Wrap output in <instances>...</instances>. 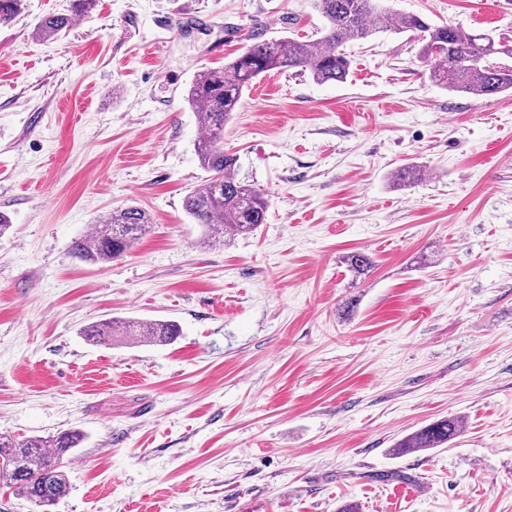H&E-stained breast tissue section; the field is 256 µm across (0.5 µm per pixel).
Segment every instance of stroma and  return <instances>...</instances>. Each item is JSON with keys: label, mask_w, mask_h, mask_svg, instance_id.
<instances>
[{"label": "stroma", "mask_w": 512, "mask_h": 512, "mask_svg": "<svg viewBox=\"0 0 512 512\" xmlns=\"http://www.w3.org/2000/svg\"><path fill=\"white\" fill-rule=\"evenodd\" d=\"M24 0L0 26V433L85 440L47 512H512V94L429 82L406 36L348 44L344 82L270 73L224 129L266 224L220 246L184 95L247 37H314L309 0ZM512 44V0H389ZM420 166L405 189L393 170ZM132 204L104 266L73 241ZM373 269L351 272L350 253ZM114 318L167 345L94 346ZM457 417L447 446L396 442ZM95 0H73V6L69 14H53L43 18L37 25L36 34L42 39H50L67 29L72 16L91 8ZM98 231L83 235L74 241L69 254L82 262L112 263L126 255L151 228L150 215L139 207L112 209L96 220ZM180 330L174 322H140L116 320L92 324L83 330V336L93 343H106L114 336L123 337L128 342L140 345H166L172 343Z\"/></svg>", "instance_id": "1"}]
</instances>
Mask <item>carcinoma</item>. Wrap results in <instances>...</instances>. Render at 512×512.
Wrapping results in <instances>:
<instances>
[{"label": "carcinoma", "instance_id": "carcinoma-1", "mask_svg": "<svg viewBox=\"0 0 512 512\" xmlns=\"http://www.w3.org/2000/svg\"><path fill=\"white\" fill-rule=\"evenodd\" d=\"M21 0H0V24L12 22ZM93 0H73L68 14H53L37 25L36 34L50 39L67 29L72 16L91 8ZM325 19L320 35L300 41L291 37H250L243 51L218 68H203L192 80L185 100L203 131L195 152L206 173L203 184L183 199L185 212L204 227L203 240L222 244L227 238L253 233L266 223L270 202L249 181L238 176V159L224 152V125L243 105V93L259 76L300 69L320 84L347 79L351 62L343 50L350 42L377 33H408L419 45L418 55L428 66L429 80L447 90L479 97L512 92V45L497 42L488 33L466 32L450 25H433L421 16L395 12L378 0H312ZM423 171L403 165L391 173L394 182L410 186ZM98 231L74 241L69 254L82 262L108 264L126 255L151 228L150 215L139 207L117 208L96 220ZM358 275L371 271L373 261L363 252L347 257ZM180 330L173 322H140L113 319L92 324L83 336L106 343L115 336L140 345L172 343ZM462 421L448 417L434 421L406 436L392 449L396 455L440 448L454 439ZM82 442L73 430L48 439H18L0 434V483L38 507L51 506L69 489L60 460Z\"/></svg>", "mask_w": 512, "mask_h": 512}]
</instances>
